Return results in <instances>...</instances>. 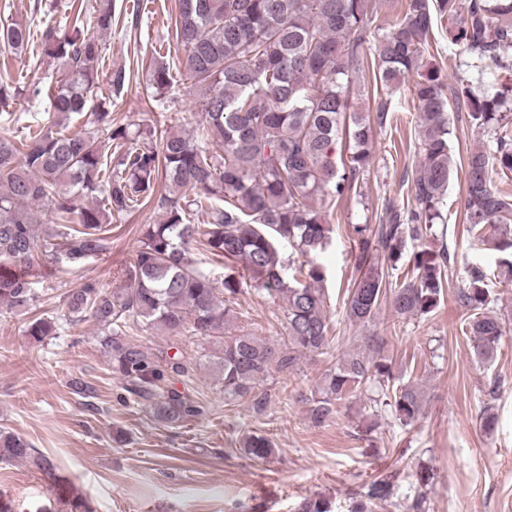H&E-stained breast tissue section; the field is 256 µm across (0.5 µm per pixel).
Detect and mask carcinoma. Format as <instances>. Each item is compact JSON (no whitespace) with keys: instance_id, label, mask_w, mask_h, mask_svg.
Wrapping results in <instances>:
<instances>
[{"instance_id":"cac0c4a2","label":"carcinoma","mask_w":512,"mask_h":512,"mask_svg":"<svg viewBox=\"0 0 512 512\" xmlns=\"http://www.w3.org/2000/svg\"><path fill=\"white\" fill-rule=\"evenodd\" d=\"M399 20H383L375 0H178L175 55L182 76L200 90L201 119L186 135L162 125L132 126L112 120V103L94 100L104 59L101 36L112 29V0H99L89 24L73 0L56 4V20L40 33L44 54L58 61L61 79L32 97L48 94L59 120L28 124L0 134V303L27 312L37 298L35 268L46 263L80 267L106 253L112 218L151 205L162 216L142 225L125 287L113 291L86 281L63 296L65 322L91 320L112 370L126 388L146 401L152 417L178 426L203 407L168 383L189 367L174 356L146 350L126 329L162 331L172 337L214 339L212 364L227 401L246 400L262 416L271 394L260 389L270 371L292 370L305 356L327 355L334 341L324 288V268L308 262L305 282L287 278L280 245L315 256L331 242L332 208L357 188L372 161L373 128L391 120L390 103L406 78L417 76L412 107L418 112L423 152L412 178L407 206H390L384 224H354L360 276L344 305L356 324L375 321L382 304L397 319L427 316L439 306L448 253L434 248L445 222L443 197L454 175L448 145L452 135L447 78L424 64L435 15L450 17L448 41L467 71L483 76L489 66L512 72V0H403ZM34 39L20 21L0 27V46L17 54ZM371 70L377 105L354 109L359 75ZM169 66L149 63L146 86L166 108L173 85ZM22 88L0 78V122L13 121L10 107ZM470 106L474 129L495 140V150L476 146L465 157L463 212L473 238L488 249L512 250V195L493 174L512 173V80L492 95H476L460 81L455 99ZM93 108L92 127L73 132L66 121ZM164 182L169 193L157 194ZM49 213L44 229L32 207ZM419 242L410 271L394 281L407 242ZM198 244L235 262L273 302L281 305L286 340L276 346L251 333L226 334L240 282L197 268L189 246ZM493 279L471 272L460 298L469 308L465 332L475 357L492 361L505 336L501 317L489 309ZM53 317L25 324L29 338L57 333ZM491 385L482 426L492 431ZM369 408L390 410L403 425L422 416V392L392 371L381 336L362 337L359 349L336 358L297 401L310 422L326 425L339 406L366 392ZM249 458L276 453L261 430L240 442ZM0 461H25L54 485L64 482L54 463L13 433L0 429ZM391 481L371 482L348 512H375L393 504ZM297 512H334L323 496L306 497Z\"/></svg>"}]
</instances>
